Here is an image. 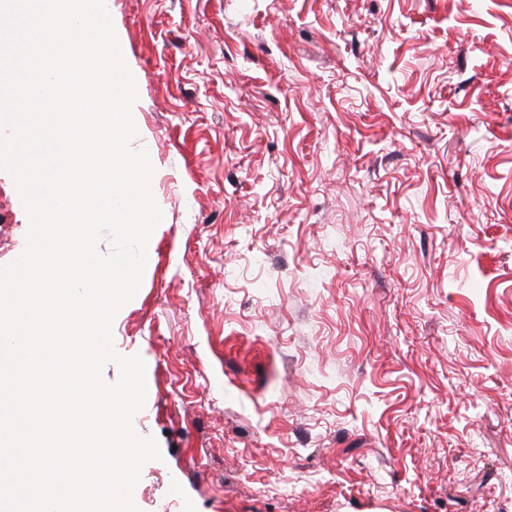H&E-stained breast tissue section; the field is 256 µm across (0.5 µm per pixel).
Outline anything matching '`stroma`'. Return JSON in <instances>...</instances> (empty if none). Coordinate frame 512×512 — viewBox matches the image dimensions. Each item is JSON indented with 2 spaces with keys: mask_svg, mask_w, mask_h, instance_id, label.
Segmentation results:
<instances>
[{
  "mask_svg": "<svg viewBox=\"0 0 512 512\" xmlns=\"http://www.w3.org/2000/svg\"><path fill=\"white\" fill-rule=\"evenodd\" d=\"M107 8L163 212L141 512H512V0ZM27 229L0 171V266Z\"/></svg>",
  "mask_w": 512,
  "mask_h": 512,
  "instance_id": "stroma-1",
  "label": "stroma"
}]
</instances>
